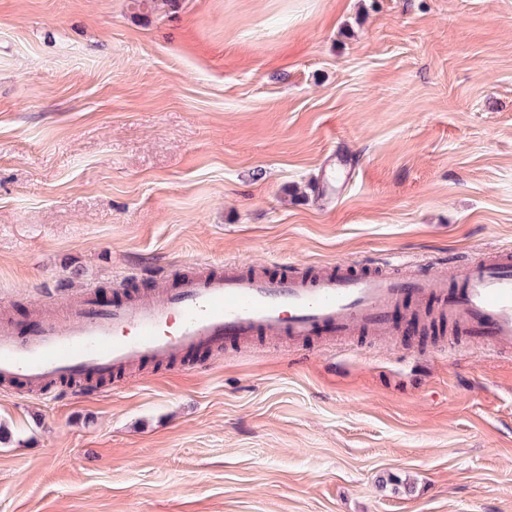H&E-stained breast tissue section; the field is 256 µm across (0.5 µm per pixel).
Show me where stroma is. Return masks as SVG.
<instances>
[{
  "mask_svg": "<svg viewBox=\"0 0 512 512\" xmlns=\"http://www.w3.org/2000/svg\"><path fill=\"white\" fill-rule=\"evenodd\" d=\"M344 163L334 195L326 174ZM512 248V0H0V311ZM82 401L0 395V512H512V361L435 302Z\"/></svg>",
  "mask_w": 512,
  "mask_h": 512,
  "instance_id": "stroma-1",
  "label": "stroma"
}]
</instances>
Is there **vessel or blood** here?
<instances>
[{"instance_id": "obj_1", "label": "vessel or blood", "mask_w": 512, "mask_h": 512, "mask_svg": "<svg viewBox=\"0 0 512 512\" xmlns=\"http://www.w3.org/2000/svg\"><path fill=\"white\" fill-rule=\"evenodd\" d=\"M430 298L472 341L512 356V249L491 248L459 260L450 277L411 262L364 271L343 261L278 277L202 265L159 300L131 294L104 304L88 288L62 318H35L26 332L0 319V385L47 402L64 389L83 398L94 382L227 341L262 334L302 344L325 330L340 338L378 335L395 307Z\"/></svg>"}]
</instances>
